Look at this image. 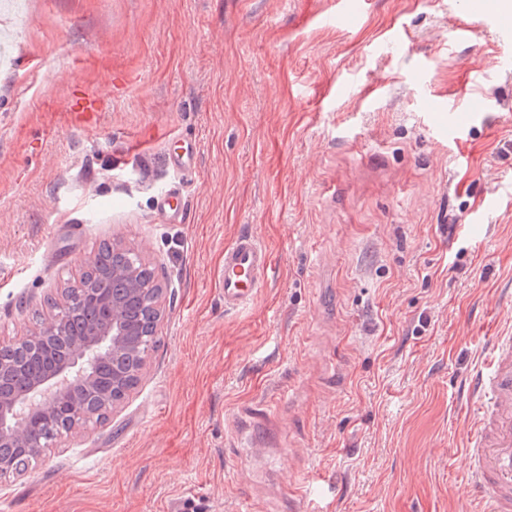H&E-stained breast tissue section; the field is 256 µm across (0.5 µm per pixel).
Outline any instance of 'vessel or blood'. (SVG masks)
Segmentation results:
<instances>
[{
	"mask_svg": "<svg viewBox=\"0 0 512 512\" xmlns=\"http://www.w3.org/2000/svg\"><path fill=\"white\" fill-rule=\"evenodd\" d=\"M269 270L268 252L252 234H240L226 245L220 269L225 309L250 304ZM462 395L469 415L464 447L470 490L480 500L481 512H512L511 328L489 336Z\"/></svg>",
	"mask_w": 512,
	"mask_h": 512,
	"instance_id": "1",
	"label": "vessel or blood"
}]
</instances>
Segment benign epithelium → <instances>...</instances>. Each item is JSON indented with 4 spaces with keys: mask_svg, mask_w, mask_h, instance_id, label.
I'll list each match as a JSON object with an SVG mask.
<instances>
[{
    "mask_svg": "<svg viewBox=\"0 0 512 512\" xmlns=\"http://www.w3.org/2000/svg\"><path fill=\"white\" fill-rule=\"evenodd\" d=\"M112 279L122 282L129 294H150L149 335H155L163 316L166 289L142 284L133 264L112 269ZM124 303V296H112L109 318L75 338L66 358L31 378L26 391L11 396L0 395V478L21 474L2 449L25 447L41 451L51 447V444L41 442L38 432L50 428L62 414L72 415L74 429L94 420L96 412L80 397L81 390L91 391L94 385L93 373L85 369L87 361H112V368L119 378L130 373L138 379L146 371L150 342L143 341L136 348L129 343L128 337L133 335V330L125 320ZM70 308V300L62 298L56 313L34 332L16 338L14 344L24 346L39 341L46 345L63 336Z\"/></svg>",
    "mask_w": 512,
    "mask_h": 512,
    "instance_id": "benign-epithelium-1",
    "label": "benign epithelium"
}]
</instances>
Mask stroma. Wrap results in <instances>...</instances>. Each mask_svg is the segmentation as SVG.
<instances>
[{
  "label": "stroma",
  "instance_id": "35a3bbf8",
  "mask_svg": "<svg viewBox=\"0 0 512 512\" xmlns=\"http://www.w3.org/2000/svg\"><path fill=\"white\" fill-rule=\"evenodd\" d=\"M17 0L0 65V342L101 242L166 290L120 409L0 478V512H477L459 388L512 326V57L457 0ZM103 100L92 117L75 93ZM476 98L456 126L440 101ZM194 169L173 170L180 141ZM179 189L182 221L157 195ZM272 269L228 311L224 248ZM267 401L276 421L230 426Z\"/></svg>",
  "mask_w": 512,
  "mask_h": 512
}]
</instances>
